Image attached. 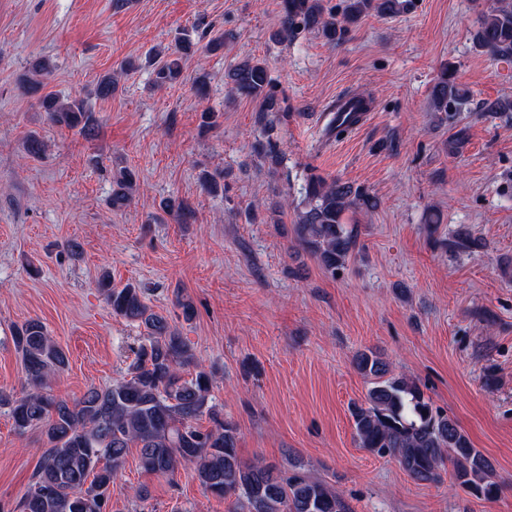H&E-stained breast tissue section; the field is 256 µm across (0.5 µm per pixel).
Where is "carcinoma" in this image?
<instances>
[{
  "label": "carcinoma",
  "mask_w": 512,
  "mask_h": 512,
  "mask_svg": "<svg viewBox=\"0 0 512 512\" xmlns=\"http://www.w3.org/2000/svg\"><path fill=\"white\" fill-rule=\"evenodd\" d=\"M399 8V0H347L340 21L323 0H284L277 36L287 39L301 29H318L338 43L347 25L371 12L390 15ZM473 42L493 57H512L509 0H494L481 12ZM192 47L190 39L180 37L175 48L149 54L154 86L182 83L183 61ZM229 78L232 92L260 102L258 123L266 132L273 131L280 110L265 64L239 63ZM117 85V76L106 75L97 82L95 94L110 99ZM431 97L437 112H455L468 102V94L446 67L435 79ZM40 105L59 127L89 137L98 126L95 113L80 100L47 93ZM136 191L131 169L112 172L113 210L126 208ZM359 205L374 208L377 202L345 182L307 178L305 210L294 225V235L322 270L334 275L351 259L357 232L343 222V215ZM449 246L474 252L483 248V242L465 234ZM98 288L112 313L144 328L126 376L111 385L91 387L72 404L55 398L47 383L68 367L66 353L38 319L13 331L24 367V391L19 396L0 392V406L8 407L19 433L40 430L45 448L31 484L12 512H109L112 488L131 448L139 449V466L147 473L169 477L192 467L205 492L234 498L235 512H352L336 488L305 471L243 462L238 425L210 404L212 375L194 362L185 337L151 309L138 286L114 288L104 274ZM354 367L369 384L365 399L350 409L360 447L395 458L418 483H437L449 468L458 486L473 496L491 500L498 495L500 485L490 461L453 418L433 406L416 382L390 373L389 364L371 350L357 353ZM205 414L213 426L203 429L198 421Z\"/></svg>",
  "instance_id": "carcinoma-1"
}]
</instances>
